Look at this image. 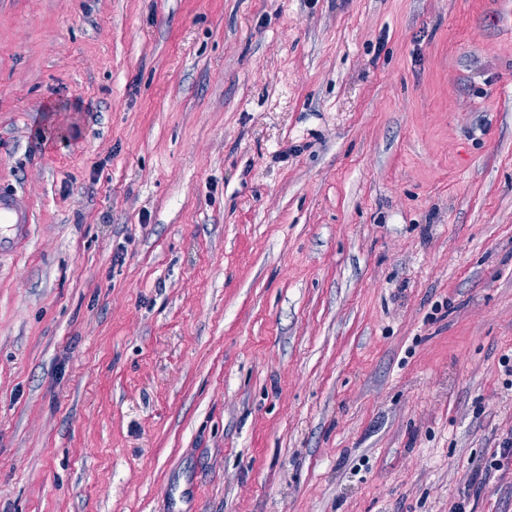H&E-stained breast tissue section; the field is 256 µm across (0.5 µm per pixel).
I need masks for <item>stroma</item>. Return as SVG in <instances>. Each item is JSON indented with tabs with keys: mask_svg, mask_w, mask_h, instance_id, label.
I'll list each match as a JSON object with an SVG mask.
<instances>
[{
	"mask_svg": "<svg viewBox=\"0 0 512 512\" xmlns=\"http://www.w3.org/2000/svg\"><path fill=\"white\" fill-rule=\"evenodd\" d=\"M497 0H0V512H512ZM0 224H14L21 229V236L23 233L28 236L29 212L15 199L14 193L0 192Z\"/></svg>",
	"mask_w": 512,
	"mask_h": 512,
	"instance_id": "35a3bbf8",
	"label": "stroma"
}]
</instances>
